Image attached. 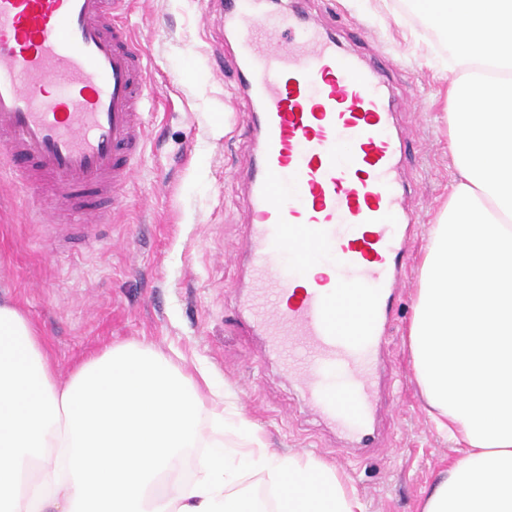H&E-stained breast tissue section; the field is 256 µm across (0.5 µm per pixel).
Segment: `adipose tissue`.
Returning <instances> with one entry per match:
<instances>
[{
  "mask_svg": "<svg viewBox=\"0 0 512 512\" xmlns=\"http://www.w3.org/2000/svg\"><path fill=\"white\" fill-rule=\"evenodd\" d=\"M460 71L446 94L458 178L427 232L408 328L416 381L455 458L417 512H512V0H417ZM148 347L115 345L58 383L22 305L0 298V512H261L242 486L267 475L275 512H363L332 465L265 447L257 427L206 407ZM208 411L209 428L199 414ZM211 454L189 481L177 465Z\"/></svg>",
  "mask_w": 512,
  "mask_h": 512,
  "instance_id": "adipose-tissue-1",
  "label": "adipose tissue"
}]
</instances>
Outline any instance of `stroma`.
Here are the masks:
<instances>
[{
	"instance_id": "obj_1",
	"label": "stroma",
	"mask_w": 512,
	"mask_h": 512,
	"mask_svg": "<svg viewBox=\"0 0 512 512\" xmlns=\"http://www.w3.org/2000/svg\"><path fill=\"white\" fill-rule=\"evenodd\" d=\"M342 47L368 63L387 57L405 178L428 227L456 178L449 151L444 37L408 0H306ZM127 25L151 60L159 98L147 104L146 146L121 209L88 237L63 239L37 221V192L0 173V287L45 338L58 383L110 345L146 342L188 370L203 368L229 414L261 428L270 451L334 465L363 512H415L444 459L409 359L410 322L425 236L394 308L375 406L380 445L349 448L308 414L292 375L264 356L265 339L236 316L247 278L241 178L253 149L224 31V0H133Z\"/></svg>"
}]
</instances>
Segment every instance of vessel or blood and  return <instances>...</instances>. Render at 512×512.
Instances as JSON below:
<instances>
[{
	"label": "vessel or blood",
	"mask_w": 512,
	"mask_h": 512,
	"mask_svg": "<svg viewBox=\"0 0 512 512\" xmlns=\"http://www.w3.org/2000/svg\"><path fill=\"white\" fill-rule=\"evenodd\" d=\"M289 0H224L256 147L243 205L253 289L240 303L312 412L374 448V382L417 219L385 70L340 50ZM131 0H0V169L36 187L44 223L119 208L154 94ZM330 265L329 290L311 277Z\"/></svg>",
	"instance_id": "1"
}]
</instances>
